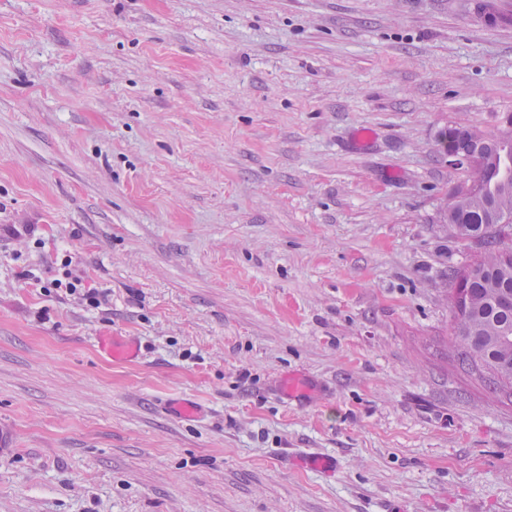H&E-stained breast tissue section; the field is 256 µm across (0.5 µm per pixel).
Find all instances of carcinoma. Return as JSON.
Instances as JSON below:
<instances>
[{
    "mask_svg": "<svg viewBox=\"0 0 512 512\" xmlns=\"http://www.w3.org/2000/svg\"><path fill=\"white\" fill-rule=\"evenodd\" d=\"M440 151L479 148L481 167L473 172L478 190L462 202L448 201V223L463 239L478 238L485 255L464 269L465 300L452 312L451 341L461 363L488 374L493 389L512 379V258L500 256L503 242L512 238L495 229L496 217L512 213V135L485 134L465 126H450L441 132Z\"/></svg>",
    "mask_w": 512,
    "mask_h": 512,
    "instance_id": "1",
    "label": "carcinoma"
}]
</instances>
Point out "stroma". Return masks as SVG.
I'll list each match as a JSON object with an SVG mask.
<instances>
[{"mask_svg": "<svg viewBox=\"0 0 512 512\" xmlns=\"http://www.w3.org/2000/svg\"><path fill=\"white\" fill-rule=\"evenodd\" d=\"M510 113L477 0H0V512H512L437 146Z\"/></svg>", "mask_w": 512, "mask_h": 512, "instance_id": "35a3bbf8", "label": "stroma"}]
</instances>
